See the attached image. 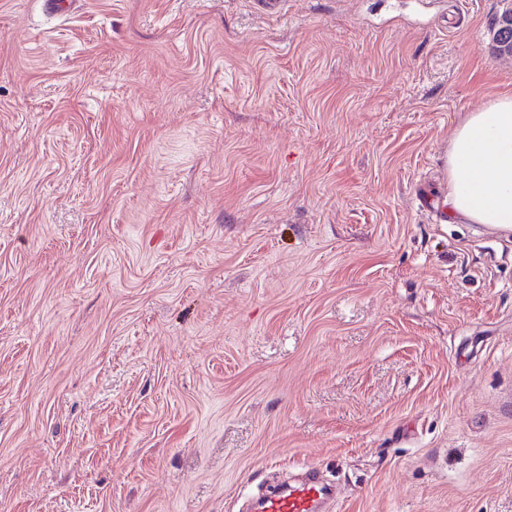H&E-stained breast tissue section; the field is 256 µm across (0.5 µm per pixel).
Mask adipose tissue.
I'll list each match as a JSON object with an SVG mask.
<instances>
[{
	"instance_id": "adipose-tissue-1",
	"label": "adipose tissue",
	"mask_w": 512,
	"mask_h": 512,
	"mask_svg": "<svg viewBox=\"0 0 512 512\" xmlns=\"http://www.w3.org/2000/svg\"><path fill=\"white\" fill-rule=\"evenodd\" d=\"M448 211L512 229V95L469 113L448 150Z\"/></svg>"
}]
</instances>
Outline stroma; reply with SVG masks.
Segmentation results:
<instances>
[{
    "label": "stroma",
    "instance_id": "1",
    "mask_svg": "<svg viewBox=\"0 0 512 512\" xmlns=\"http://www.w3.org/2000/svg\"><path fill=\"white\" fill-rule=\"evenodd\" d=\"M499 0H0V512H512V233L444 217ZM330 490L317 478L311 477L285 491L274 492L262 499L256 512H319L321 502Z\"/></svg>",
    "mask_w": 512,
    "mask_h": 512
}]
</instances>
